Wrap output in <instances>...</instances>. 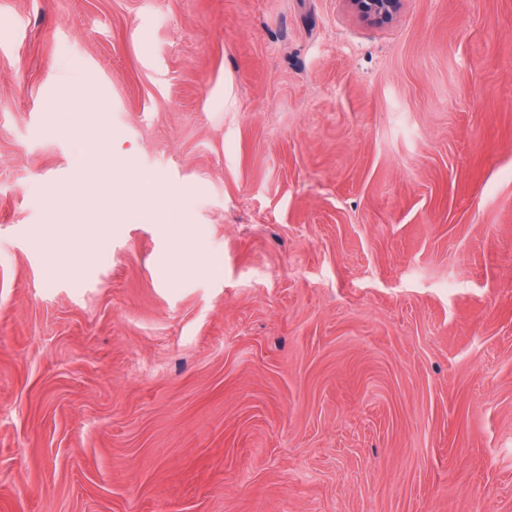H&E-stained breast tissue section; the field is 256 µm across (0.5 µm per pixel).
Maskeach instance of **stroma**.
Wrapping results in <instances>:
<instances>
[{"instance_id":"stroma-1","label":"stroma","mask_w":512,"mask_h":512,"mask_svg":"<svg viewBox=\"0 0 512 512\" xmlns=\"http://www.w3.org/2000/svg\"><path fill=\"white\" fill-rule=\"evenodd\" d=\"M0 512H512V0H0ZM404 0H347L351 10L359 18L370 23L392 20L401 10ZM98 110V103L92 99L74 97L68 92H61L50 112H98ZM44 192L49 203L51 219L45 224H33L29 229L30 236L39 243L55 238L62 253L68 257L87 253L91 231L99 230L103 224L112 223V209L106 208L92 216L75 213L72 216L73 222L63 224L66 227L60 231H54L49 225L58 224L54 219L59 211L70 209L74 192L72 189L61 191L55 187H47ZM174 195L168 194L164 202L144 203L134 207H127L116 212V220L119 223H133L142 218L141 211L147 210L153 218H158L162 224H169L172 230L171 246L176 256L181 257L186 252V241L181 232V220L176 214L174 205Z\"/></svg>"}]
</instances>
